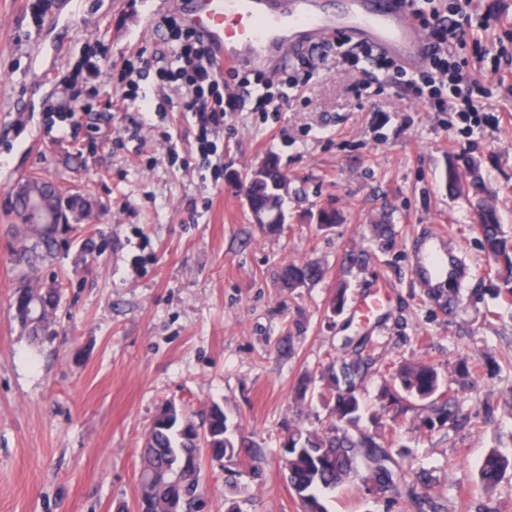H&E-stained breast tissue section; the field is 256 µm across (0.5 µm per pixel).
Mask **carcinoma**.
<instances>
[{"label": "carcinoma", "mask_w": 512, "mask_h": 512, "mask_svg": "<svg viewBox=\"0 0 512 512\" xmlns=\"http://www.w3.org/2000/svg\"><path fill=\"white\" fill-rule=\"evenodd\" d=\"M470 179L464 183L457 168L448 170V189L467 192L475 200L474 216L478 222L481 243L496 264V293L512 295V239L502 230L499 212L479 175L475 163L468 164ZM31 244L16 251L15 264L22 268L20 285L13 292L15 317L37 340L45 335L53 323L54 313L37 319L25 311L30 300L40 292L30 286L28 273L37 263L50 258L55 245L54 229L46 224H25L20 230ZM324 270L315 263L287 264L281 267L278 278L284 287L302 288L320 280ZM360 344L350 357L330 364L325 371L328 385L320 396L325 398L332 420L318 430H307L299 425L288 428L283 445L288 447V482L300 498L303 512H327L320 494L334 490L353 478L360 480L364 491L386 494L397 487L390 458L378 442L379 435L362 428L366 405L359 391L368 366ZM394 390L387 391L389 404L398 402L397 393L427 401L440 393L439 372L424 361L405 362L392 376ZM436 418L447 423L458 417L454 399L448 398L434 407ZM208 432L205 445L211 460L223 463L235 461L240 450L227 436L223 410L215 405L206 421L196 423L192 417L168 405L155 418L145 436L141 451V470L137 512H170L169 503L175 501L180 512L194 500L199 489L198 446L199 431ZM512 469V459L493 450L487 454L479 470L483 489L492 491Z\"/></svg>", "instance_id": "1"}]
</instances>
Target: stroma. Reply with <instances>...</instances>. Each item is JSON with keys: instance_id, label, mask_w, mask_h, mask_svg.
Wrapping results in <instances>:
<instances>
[{"instance_id": "1", "label": "stroma", "mask_w": 512, "mask_h": 512, "mask_svg": "<svg viewBox=\"0 0 512 512\" xmlns=\"http://www.w3.org/2000/svg\"><path fill=\"white\" fill-rule=\"evenodd\" d=\"M63 2L35 16L29 0H0V512H132L144 436L168 403L197 418L220 404L246 443L235 465L202 459L192 512H300L280 441L288 426L327 425L329 412L316 397L297 402L295 389L349 357L346 341L360 333L376 365L363 387L370 412L381 414L379 368L415 357L439 369L468 421L427 424L430 409L414 399L381 414L397 490L374 499L351 483L325 494L328 512H415L411 491L438 498L441 512H512V471L490 495L478 482L490 450L512 457V298L489 293L493 263L467 199L448 189L449 167L476 162L512 236V89L479 72L498 123L466 138L385 72L384 94L358 99L354 72L300 65L304 97L275 117L229 113L208 169L191 113L126 134L112 66L160 45L167 14L148 25L141 0H85L72 12ZM498 5L499 23L479 37L512 71V0ZM95 53L88 81L81 64ZM50 107L66 114L64 130L48 128ZM173 147L183 164H171ZM271 155L290 181L277 229L253 223L245 200L246 172ZM32 176L72 203L51 258L31 274L61 291L38 343L11 309L21 241L9 199ZM329 204L340 219L319 226ZM374 224L391 235H373ZM432 227L449 231L472 268L449 310L425 298L409 267L411 242ZM292 261L326 274L282 288L278 271ZM341 283L349 302L336 313ZM372 296L380 309L361 321L353 302Z\"/></svg>"}]
</instances>
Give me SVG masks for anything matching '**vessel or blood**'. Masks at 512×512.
<instances>
[{"mask_svg":"<svg viewBox=\"0 0 512 512\" xmlns=\"http://www.w3.org/2000/svg\"><path fill=\"white\" fill-rule=\"evenodd\" d=\"M183 24L210 49L218 69H283L298 53L343 39L384 54L408 70L428 66L431 45L403 0H344L339 11L320 0H178ZM411 270L426 295L443 282L465 283L470 268L443 231L410 246Z\"/></svg>","mask_w":512,"mask_h":512,"instance_id":"b4317fda","label":"vessel or blood"}]
</instances>
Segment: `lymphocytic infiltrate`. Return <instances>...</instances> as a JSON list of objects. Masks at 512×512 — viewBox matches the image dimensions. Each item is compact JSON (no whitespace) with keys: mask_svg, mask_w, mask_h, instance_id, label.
I'll return each instance as SVG.
<instances>
[{"mask_svg":"<svg viewBox=\"0 0 512 512\" xmlns=\"http://www.w3.org/2000/svg\"><path fill=\"white\" fill-rule=\"evenodd\" d=\"M414 18L434 46L427 70L402 82L406 94L413 100L427 103L434 112L453 113L462 125L463 133L474 126L491 122L484 102L489 97L487 88L468 80L466 72L471 63H483L488 52L476 47L471 57L459 54L469 33L490 27L499 19L496 6H487L483 13H475L471 0H456L449 14H441L436 7H415ZM169 37L164 50L154 52L153 68L160 87L169 89L177 97L184 111L193 113L197 121L199 152L208 155L213 139L224 129L227 113L243 111V94L224 95L221 85L238 80L236 69L218 73L202 39L177 21L168 24Z\"/></svg>","mask_w":512,"mask_h":512,"instance_id":"lymphocytic-infiltrate-1","label":"lymphocytic infiltrate"}]
</instances>
